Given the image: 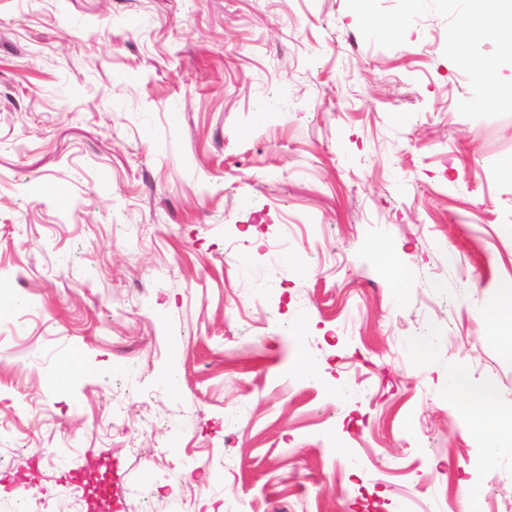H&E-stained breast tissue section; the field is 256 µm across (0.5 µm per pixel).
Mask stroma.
I'll return each instance as SVG.
<instances>
[{
    "instance_id": "35a3bbf8",
    "label": "stroma",
    "mask_w": 512,
    "mask_h": 512,
    "mask_svg": "<svg viewBox=\"0 0 512 512\" xmlns=\"http://www.w3.org/2000/svg\"><path fill=\"white\" fill-rule=\"evenodd\" d=\"M484 7L0 0V512L94 465L120 512H512L464 412L512 409Z\"/></svg>"
}]
</instances>
